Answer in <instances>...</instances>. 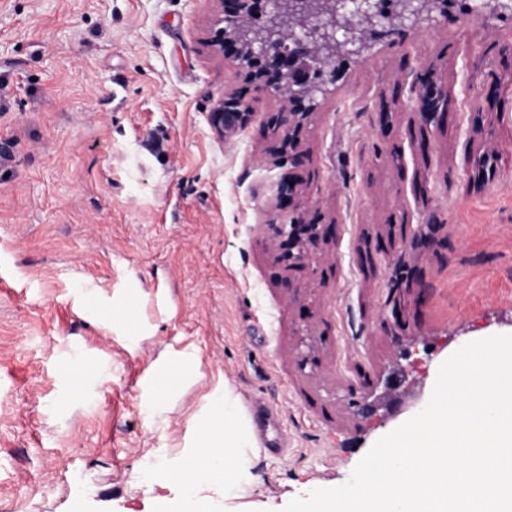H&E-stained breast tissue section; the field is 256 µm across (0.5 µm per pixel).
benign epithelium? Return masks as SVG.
<instances>
[{"label":"benign epithelium","mask_w":512,"mask_h":512,"mask_svg":"<svg viewBox=\"0 0 512 512\" xmlns=\"http://www.w3.org/2000/svg\"><path fill=\"white\" fill-rule=\"evenodd\" d=\"M223 15L216 20L214 50L233 58L244 81L279 101L267 115L273 135L270 154L285 169L277 182L275 210L265 225L276 242V260L288 269L317 273L319 246L332 231L331 225L304 217L299 171L304 155L300 134L325 95L345 75L350 57H361L372 44L400 33L409 16L445 17L448 0H396L386 12L380 0H220ZM417 102L416 116L428 126L448 112V90L428 72L409 85ZM253 112L245 95H224L210 115L215 132L230 137L252 122ZM383 384L382 393L371 389L353 403L357 413L376 409L390 391L418 367L406 350Z\"/></svg>","instance_id":"7a95c632"}]
</instances>
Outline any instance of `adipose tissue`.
<instances>
[{
    "label": "adipose tissue",
    "mask_w": 512,
    "mask_h": 512,
    "mask_svg": "<svg viewBox=\"0 0 512 512\" xmlns=\"http://www.w3.org/2000/svg\"><path fill=\"white\" fill-rule=\"evenodd\" d=\"M156 405H164L173 387L186 376L200 377L198 363L189 357H168L154 365ZM197 433L200 462L169 460L166 478L178 489H189L208 483L225 490H245L253 484L251 457L258 441L253 423L240 410V401L233 390L210 398L206 410L192 419Z\"/></svg>",
    "instance_id": "adipose-tissue-1"
}]
</instances>
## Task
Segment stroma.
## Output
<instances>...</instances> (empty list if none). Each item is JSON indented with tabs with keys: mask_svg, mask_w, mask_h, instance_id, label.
<instances>
[{
	"mask_svg": "<svg viewBox=\"0 0 512 512\" xmlns=\"http://www.w3.org/2000/svg\"><path fill=\"white\" fill-rule=\"evenodd\" d=\"M219 11L0 0V512H155L167 461L197 458L190 417L224 385L260 443L233 506L281 512L347 483L459 341L512 332V15L410 19L402 44L350 60L302 135V195L336 235L290 296L265 228L278 102L249 93L253 122L228 139L209 122L244 86L210 46ZM420 71L448 88L424 155L408 134ZM420 233L428 248L403 244ZM415 338L429 352L392 402L348 408ZM183 351L201 378L148 413L154 362Z\"/></svg>",
	"mask_w": 512,
	"mask_h": 512,
	"instance_id": "1",
	"label": "stroma"
}]
</instances>
